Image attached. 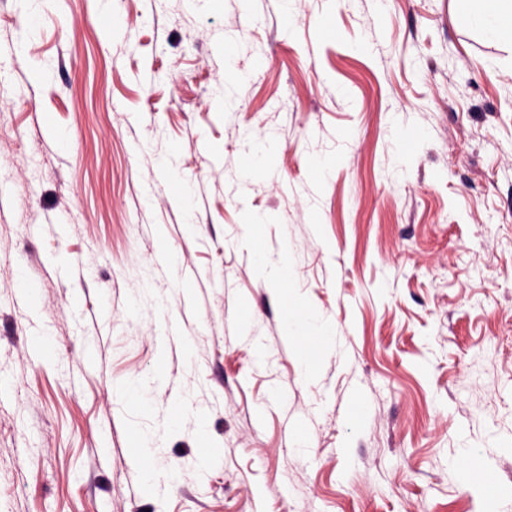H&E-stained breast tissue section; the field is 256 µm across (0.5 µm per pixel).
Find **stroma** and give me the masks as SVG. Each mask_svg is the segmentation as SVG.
Returning a JSON list of instances; mask_svg holds the SVG:
<instances>
[{"label":"stroma","mask_w":512,"mask_h":512,"mask_svg":"<svg viewBox=\"0 0 512 512\" xmlns=\"http://www.w3.org/2000/svg\"><path fill=\"white\" fill-rule=\"evenodd\" d=\"M28 14L0 0V512H512V46L453 0ZM287 329L290 333L299 329L304 330L302 333L304 336H300V338L312 333L325 340L329 334L327 327L317 324L309 312H302V315L298 317L288 316Z\"/></svg>","instance_id":"stroma-1"}]
</instances>
